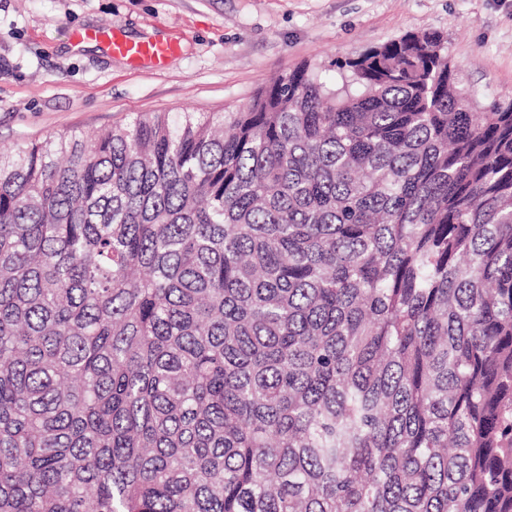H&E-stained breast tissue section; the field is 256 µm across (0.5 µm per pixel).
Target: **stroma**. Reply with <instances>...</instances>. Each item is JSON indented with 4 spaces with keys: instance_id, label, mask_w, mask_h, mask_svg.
Here are the masks:
<instances>
[{
    "instance_id": "stroma-1",
    "label": "stroma",
    "mask_w": 512,
    "mask_h": 512,
    "mask_svg": "<svg viewBox=\"0 0 512 512\" xmlns=\"http://www.w3.org/2000/svg\"><path fill=\"white\" fill-rule=\"evenodd\" d=\"M104 28L178 49L138 66L83 45ZM426 29L479 97L512 93V0H0V148L157 112L229 115L301 64L336 84L337 61Z\"/></svg>"
}]
</instances>
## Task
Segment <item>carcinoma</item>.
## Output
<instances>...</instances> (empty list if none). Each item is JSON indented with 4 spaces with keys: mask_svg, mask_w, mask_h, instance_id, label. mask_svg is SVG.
I'll return each mask as SVG.
<instances>
[{
    "mask_svg": "<svg viewBox=\"0 0 512 512\" xmlns=\"http://www.w3.org/2000/svg\"><path fill=\"white\" fill-rule=\"evenodd\" d=\"M339 68L0 152V512H512V97Z\"/></svg>",
    "mask_w": 512,
    "mask_h": 512,
    "instance_id": "1",
    "label": "carcinoma"
}]
</instances>
